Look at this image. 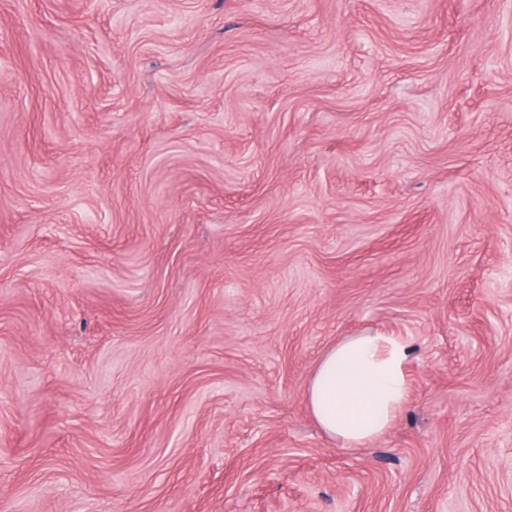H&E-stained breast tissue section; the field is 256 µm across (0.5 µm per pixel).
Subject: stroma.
Listing matches in <instances>:
<instances>
[{
	"instance_id": "1",
	"label": "stroma",
	"mask_w": 512,
	"mask_h": 512,
	"mask_svg": "<svg viewBox=\"0 0 512 512\" xmlns=\"http://www.w3.org/2000/svg\"><path fill=\"white\" fill-rule=\"evenodd\" d=\"M0 512H512V0H0ZM411 355L406 341L381 333L345 336L327 347L305 394L320 429L346 448L382 438L407 400Z\"/></svg>"
}]
</instances>
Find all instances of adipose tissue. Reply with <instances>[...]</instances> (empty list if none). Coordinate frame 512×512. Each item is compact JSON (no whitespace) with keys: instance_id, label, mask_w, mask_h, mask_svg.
<instances>
[{"instance_id":"ef3b65f1","label":"adipose tissue","mask_w":512,"mask_h":512,"mask_svg":"<svg viewBox=\"0 0 512 512\" xmlns=\"http://www.w3.org/2000/svg\"><path fill=\"white\" fill-rule=\"evenodd\" d=\"M410 345L395 336H345L327 347L309 379L308 409L331 439L367 447L382 438L404 406Z\"/></svg>"}]
</instances>
